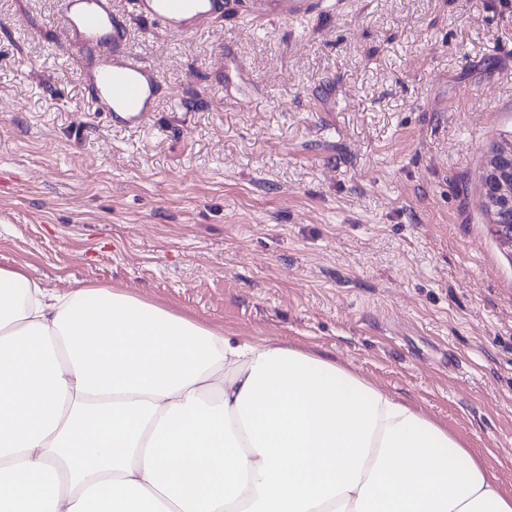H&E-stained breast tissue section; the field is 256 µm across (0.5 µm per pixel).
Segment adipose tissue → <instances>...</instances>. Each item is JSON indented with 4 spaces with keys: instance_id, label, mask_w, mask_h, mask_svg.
Returning <instances> with one entry per match:
<instances>
[{
    "instance_id": "ef3b65f1",
    "label": "adipose tissue",
    "mask_w": 512,
    "mask_h": 512,
    "mask_svg": "<svg viewBox=\"0 0 512 512\" xmlns=\"http://www.w3.org/2000/svg\"><path fill=\"white\" fill-rule=\"evenodd\" d=\"M0 512H512V493L336 359L0 269Z\"/></svg>"
}]
</instances>
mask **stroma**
Returning a JSON list of instances; mask_svg holds the SVG:
<instances>
[{
  "label": "stroma",
  "mask_w": 512,
  "mask_h": 512,
  "mask_svg": "<svg viewBox=\"0 0 512 512\" xmlns=\"http://www.w3.org/2000/svg\"><path fill=\"white\" fill-rule=\"evenodd\" d=\"M112 8L159 73L142 129L94 111L60 0H0V267L337 359L512 491V247L480 181L512 0H228L193 34ZM250 78L241 63L231 62L224 60V90L239 91L241 97L248 96L251 92L248 84Z\"/></svg>",
  "instance_id": "obj_1"
}]
</instances>
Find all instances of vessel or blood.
<instances>
[{
    "instance_id": "1",
    "label": "vessel or blood",
    "mask_w": 512,
    "mask_h": 512,
    "mask_svg": "<svg viewBox=\"0 0 512 512\" xmlns=\"http://www.w3.org/2000/svg\"><path fill=\"white\" fill-rule=\"evenodd\" d=\"M137 16L177 33L200 30L222 17L224 0H134ZM69 38L82 53L85 85L95 111L107 113L113 124L142 127L156 110L159 80L156 69L127 45V20L112 10V0H62ZM250 78L242 64L225 63L224 87L240 96L250 93Z\"/></svg>"
}]
</instances>
